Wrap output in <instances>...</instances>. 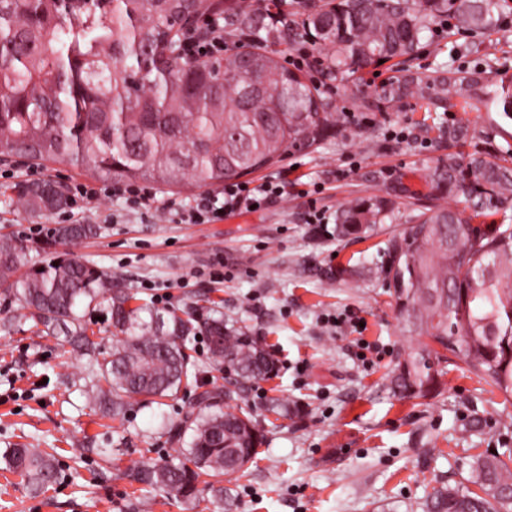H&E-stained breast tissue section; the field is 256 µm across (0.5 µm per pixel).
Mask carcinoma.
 <instances>
[{
	"label": "carcinoma",
	"instance_id": "carcinoma-1",
	"mask_svg": "<svg viewBox=\"0 0 512 512\" xmlns=\"http://www.w3.org/2000/svg\"><path fill=\"white\" fill-rule=\"evenodd\" d=\"M508 0H302L304 35L324 53L329 75L344 81L379 61L414 57L431 26L451 19L458 31L498 25ZM213 9L208 0H0V149L34 161H68L106 181L164 186L219 185L284 158L314 149L333 126L330 98L307 83L299 69L251 51L222 60L185 59L177 51L181 23ZM224 29L233 35L283 30L224 0ZM490 86L486 70L463 75L437 70L427 77L401 76L383 84L366 109L408 98L428 112L466 111ZM457 122L441 136L457 144L469 138ZM427 204L390 240V260L403 273L396 293L404 331L427 336L398 362L391 383L402 395L425 397L437 389L441 351L504 401L512 399V225L486 231L479 217L512 209V165L476 151L463 160L450 153L431 175ZM33 212L65 204L51 182L14 186ZM451 195L472 210L465 218L441 203ZM393 205L383 199L357 202L337 215L340 234L384 224ZM91 224H65L56 237H91ZM0 286L47 335L62 334L88 359L89 398L105 417L122 419L135 406L178 400L198 383L193 351L205 335L211 377L182 418L164 427L177 455L148 460L126 477L149 495L192 504L205 491L224 502V477L241 475L264 435L251 411L228 410L250 386L278 375L262 341L207 306L181 317L133 296L118 277L66 254L43 266H27V248L0 237ZM108 301L116 337L112 349L87 334L78 310ZM268 411L283 419L301 412L278 397ZM512 448L477 454L468 474L441 485L410 512H512ZM4 469L38 492L57 482L59 462L40 448L13 447L0 454ZM477 486L481 493L471 490Z\"/></svg>",
	"mask_w": 512,
	"mask_h": 512
}]
</instances>
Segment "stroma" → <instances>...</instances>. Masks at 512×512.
I'll use <instances>...</instances> for the list:
<instances>
[{"label":"stroma","instance_id":"obj_1","mask_svg":"<svg viewBox=\"0 0 512 512\" xmlns=\"http://www.w3.org/2000/svg\"><path fill=\"white\" fill-rule=\"evenodd\" d=\"M494 62L512 86V11L495 29L449 34L436 23L407 68L470 71ZM391 65L334 84L336 124L312 151L294 152L262 169L288 175V195L216 224L150 222L127 214L123 201L92 203L96 235L59 244V251L120 277L161 311H189L210 298L226 321L246 327L274 353L278 377L255 383L242 406L252 410L264 441L243 477L228 481L230 512H406L437 483L460 480L469 455L512 448V403L483 392L449 358L437 391L424 398L394 393L390 372L421 339L404 332L383 267L391 237L407 227L414 197L429 192L439 157L488 151L512 160V117L500 100L467 112H428L407 100L371 112L352 126L361 97L395 76ZM465 121L466 142L449 145L441 127ZM408 128L397 143L391 126ZM28 161L0 153V237L22 241L33 263L48 257L50 230L66 224L63 210L33 213L18 204L16 183ZM325 185L329 213L369 198L394 204L393 220L365 236L340 237L335 224H308L307 190ZM223 279H215L216 271ZM86 360L68 343L18 319L0 330V450L35 445L56 452L60 480L33 493L0 470V512H133L126 469L175 454L162 423L176 421L192 395L136 407L125 420L102 417L84 393ZM278 396L304 405L302 417L278 420L266 410ZM480 419L481 430L470 427ZM85 449L84 458L73 456Z\"/></svg>","mask_w":512,"mask_h":512}]
</instances>
